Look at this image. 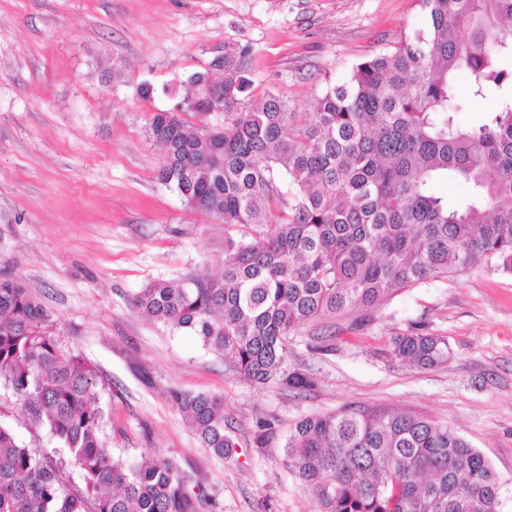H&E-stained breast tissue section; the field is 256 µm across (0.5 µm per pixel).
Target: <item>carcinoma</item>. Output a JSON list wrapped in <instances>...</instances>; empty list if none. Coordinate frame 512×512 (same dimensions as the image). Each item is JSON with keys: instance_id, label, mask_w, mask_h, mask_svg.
Masks as SVG:
<instances>
[{"instance_id": "1", "label": "carcinoma", "mask_w": 512, "mask_h": 512, "mask_svg": "<svg viewBox=\"0 0 512 512\" xmlns=\"http://www.w3.org/2000/svg\"><path fill=\"white\" fill-rule=\"evenodd\" d=\"M418 2L426 27L357 64L300 121L273 95L237 111L251 84L243 50L213 53L179 110L153 114L160 181L224 224L222 272L152 280L131 298L137 313L198 337L235 374L305 389L311 380L288 369L298 328L359 311L357 328L406 288L484 265L512 273V0ZM463 71L473 98L497 100L474 127L453 116ZM442 181L469 185V200L438 195ZM54 323L28 288L0 278V387L62 454L48 461L0 421V512H200L203 486L172 460L111 456L98 375L59 345ZM391 354L429 369L451 349L415 329L393 338ZM172 398L203 447L233 459L224 397ZM284 462L315 512H501V483L484 457L412 412L307 416ZM67 466L81 476L76 491Z\"/></svg>"}]
</instances>
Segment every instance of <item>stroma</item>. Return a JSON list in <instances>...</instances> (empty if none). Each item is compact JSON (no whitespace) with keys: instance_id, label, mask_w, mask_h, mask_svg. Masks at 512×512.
Instances as JSON below:
<instances>
[{"instance_id":"35a3bbf8","label":"stroma","mask_w":512,"mask_h":512,"mask_svg":"<svg viewBox=\"0 0 512 512\" xmlns=\"http://www.w3.org/2000/svg\"><path fill=\"white\" fill-rule=\"evenodd\" d=\"M425 24L417 0H0V275L35 294L63 347L96 365L112 457L174 459L206 488L203 512H315L282 463L285 439L298 420L350 404L452 428L497 474L512 512V274L484 268L405 289L337 331L328 351L301 328L288 366L315 380L301 392L227 371L196 337L130 306L152 280L221 270L223 225L162 184L149 131L212 49L248 51L241 110L272 94L301 118L356 64ZM413 329L446 337L448 362L395 359L393 337ZM173 389L223 396L234 459L202 447ZM0 419L51 450L2 388Z\"/></svg>"}]
</instances>
